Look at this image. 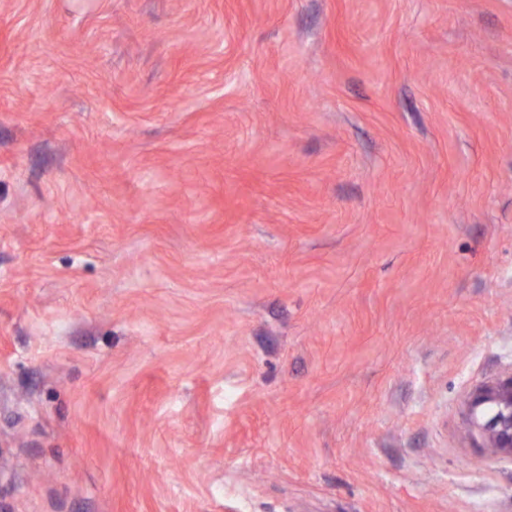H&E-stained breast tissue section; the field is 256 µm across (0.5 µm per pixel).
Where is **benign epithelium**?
<instances>
[{
  "label": "benign epithelium",
  "instance_id": "1",
  "mask_svg": "<svg viewBox=\"0 0 512 512\" xmlns=\"http://www.w3.org/2000/svg\"><path fill=\"white\" fill-rule=\"evenodd\" d=\"M468 430L489 454L512 458V373L476 387L468 397Z\"/></svg>",
  "mask_w": 512,
  "mask_h": 512
}]
</instances>
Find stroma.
Here are the masks:
<instances>
[{"mask_svg":"<svg viewBox=\"0 0 512 512\" xmlns=\"http://www.w3.org/2000/svg\"><path fill=\"white\" fill-rule=\"evenodd\" d=\"M512 0H0V512H512ZM468 430L489 454L512 458V372L476 387L468 397Z\"/></svg>","mask_w":512,"mask_h":512,"instance_id":"obj_1","label":"stroma"}]
</instances>
